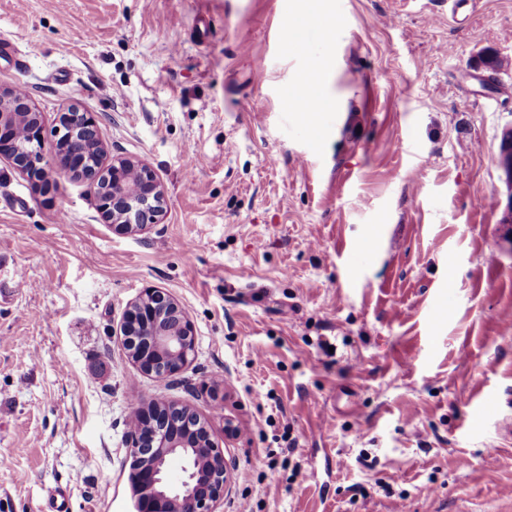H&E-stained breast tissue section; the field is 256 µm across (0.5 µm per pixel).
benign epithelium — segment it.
Returning <instances> with one entry per match:
<instances>
[{"label": "benign epithelium", "mask_w": 512, "mask_h": 512, "mask_svg": "<svg viewBox=\"0 0 512 512\" xmlns=\"http://www.w3.org/2000/svg\"><path fill=\"white\" fill-rule=\"evenodd\" d=\"M27 124L33 148L24 158L16 157L18 127ZM55 149L51 158L42 152L43 127L40 115L28 99L10 89L0 93V156L9 158L15 168L50 184V174L64 173L94 185L99 190L98 207L112 228L134 235L158 223L166 211L167 190L146 166L121 157L98 165L85 166L81 146L101 144L98 120L81 105L72 102L60 113L54 127ZM500 169L508 195L502 223H512V144L500 147ZM127 353L137 368L159 379L177 375L195 352L193 328L180 305L167 293L146 290L126 310L120 329ZM147 432L131 435L133 463L131 481L138 492L137 512H215L224 497L228 470L224 453L205 434L195 445V456L186 458L185 479L174 486L167 480V468L142 463L145 447L172 448L182 444L198 429L208 430L207 422L189 408L174 402L152 403L141 413Z\"/></svg>", "instance_id": "7a95c632"}]
</instances>
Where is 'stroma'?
<instances>
[{"label":"stroma","mask_w":512,"mask_h":512,"mask_svg":"<svg viewBox=\"0 0 512 512\" xmlns=\"http://www.w3.org/2000/svg\"><path fill=\"white\" fill-rule=\"evenodd\" d=\"M315 68L330 105L294 111ZM1 86L48 130L79 102L168 206L121 235L0 158V512H133L150 400L208 421L216 512H512V0H0ZM149 288L195 330L166 380L120 334ZM500 169L502 171V179L506 184L508 195L507 203L503 211L502 223H512V145L511 141L500 145Z\"/></svg>","instance_id":"1"}]
</instances>
